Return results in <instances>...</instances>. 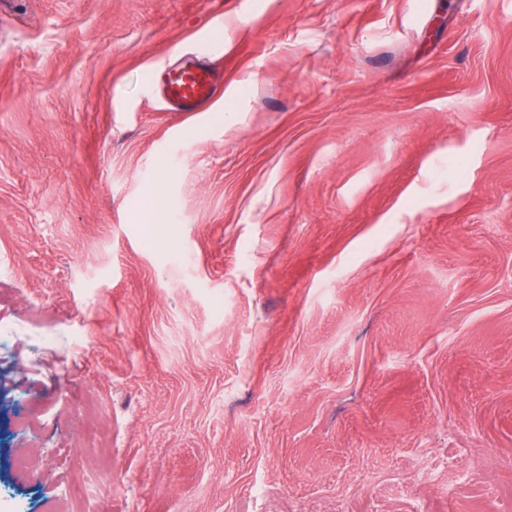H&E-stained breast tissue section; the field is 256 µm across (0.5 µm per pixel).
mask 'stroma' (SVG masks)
<instances>
[{
	"instance_id": "1",
	"label": "stroma",
	"mask_w": 512,
	"mask_h": 512,
	"mask_svg": "<svg viewBox=\"0 0 512 512\" xmlns=\"http://www.w3.org/2000/svg\"><path fill=\"white\" fill-rule=\"evenodd\" d=\"M65 497L512 512V0H0V512ZM149 86L168 112H203L223 87V74L195 56L176 67H156Z\"/></svg>"
}]
</instances>
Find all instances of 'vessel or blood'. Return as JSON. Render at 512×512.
<instances>
[{
	"label": "vessel or blood",
	"instance_id": "b4317fda",
	"mask_svg": "<svg viewBox=\"0 0 512 512\" xmlns=\"http://www.w3.org/2000/svg\"><path fill=\"white\" fill-rule=\"evenodd\" d=\"M149 86L167 111L202 112L222 89L223 75L191 56L178 66L155 68Z\"/></svg>",
	"mask_w": 512,
	"mask_h": 512
}]
</instances>
